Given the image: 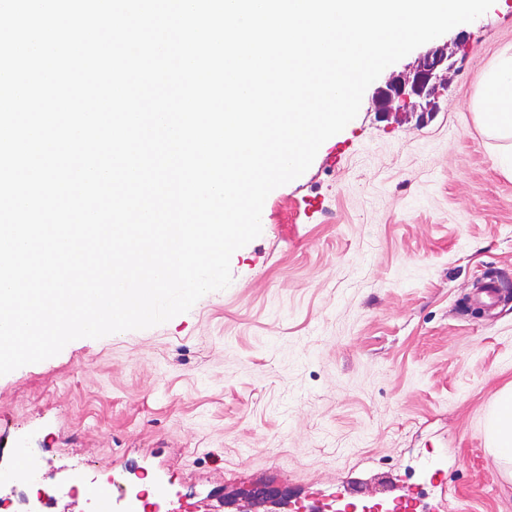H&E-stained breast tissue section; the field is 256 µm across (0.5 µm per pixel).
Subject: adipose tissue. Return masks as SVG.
<instances>
[{
	"mask_svg": "<svg viewBox=\"0 0 512 512\" xmlns=\"http://www.w3.org/2000/svg\"><path fill=\"white\" fill-rule=\"evenodd\" d=\"M477 118L490 133L512 138V51L503 50L479 78ZM487 439L494 453L512 459V392L500 394L486 417Z\"/></svg>",
	"mask_w": 512,
	"mask_h": 512,
	"instance_id": "ef3b65f1",
	"label": "adipose tissue"
}]
</instances>
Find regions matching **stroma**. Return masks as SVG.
<instances>
[{
	"label": "stroma",
	"instance_id": "35a3bbf8",
	"mask_svg": "<svg viewBox=\"0 0 512 512\" xmlns=\"http://www.w3.org/2000/svg\"><path fill=\"white\" fill-rule=\"evenodd\" d=\"M459 46L431 113L357 116L263 207L231 284L144 329L81 338L0 376V467L36 456L37 512H88L73 470L147 477L172 512H264L244 489L315 503L512 512V465L484 420L512 385V175L473 110L512 47V0L434 39ZM257 504L285 505L288 502V490L274 484L255 486L245 493Z\"/></svg>",
	"mask_w": 512,
	"mask_h": 512
}]
</instances>
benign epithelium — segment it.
I'll return each mask as SVG.
<instances>
[{
  "mask_svg": "<svg viewBox=\"0 0 512 512\" xmlns=\"http://www.w3.org/2000/svg\"><path fill=\"white\" fill-rule=\"evenodd\" d=\"M448 49H432L419 57L416 66L392 78L377 92L375 100L380 112H434L437 109L439 88L448 82L452 70ZM246 496L257 504L285 505L288 490L274 484L255 486Z\"/></svg>",
  "mask_w": 512,
  "mask_h": 512,
  "instance_id": "obj_1",
  "label": "benign epithelium"
}]
</instances>
